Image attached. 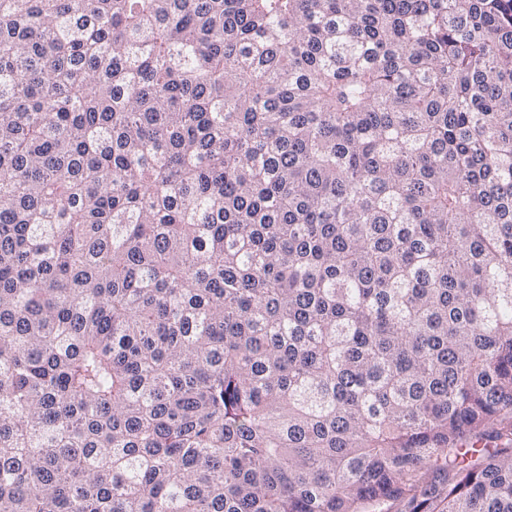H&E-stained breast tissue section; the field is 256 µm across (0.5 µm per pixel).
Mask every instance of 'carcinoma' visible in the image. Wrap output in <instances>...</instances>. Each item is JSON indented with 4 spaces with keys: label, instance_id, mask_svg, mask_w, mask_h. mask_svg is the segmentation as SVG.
<instances>
[{
    "label": "carcinoma",
    "instance_id": "carcinoma-1",
    "mask_svg": "<svg viewBox=\"0 0 512 512\" xmlns=\"http://www.w3.org/2000/svg\"><path fill=\"white\" fill-rule=\"evenodd\" d=\"M512 512V0H0V512Z\"/></svg>",
    "mask_w": 512,
    "mask_h": 512
}]
</instances>
